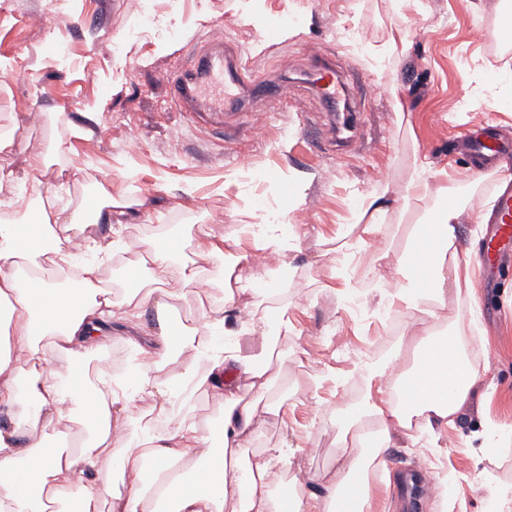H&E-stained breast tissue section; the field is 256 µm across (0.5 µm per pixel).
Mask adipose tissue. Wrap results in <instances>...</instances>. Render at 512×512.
I'll return each instance as SVG.
<instances>
[{"instance_id": "obj_1", "label": "adipose tissue", "mask_w": 512, "mask_h": 512, "mask_svg": "<svg viewBox=\"0 0 512 512\" xmlns=\"http://www.w3.org/2000/svg\"><path fill=\"white\" fill-rule=\"evenodd\" d=\"M87 213L82 207L62 215L42 194L30 216L0 220V512H332L338 491L361 468L357 458L341 454L337 477L308 474L316 491L297 483L286 501L273 492L284 450L268 449L260 461L243 454L280 407L269 398L271 349L245 351L225 340V320L236 310L233 290L226 289L220 308L208 294H197L199 324L177 322L149 342H133L136 362L128 375L118 378L100 367L89 375L82 371L111 340L116 313L136 317L151 301L168 313L203 278L223 287L224 274L247 259L238 248L243 238L277 256L268 278L286 276L287 239L275 234V225L237 224L220 241L200 226L197 254L219 259L223 270L207 277L178 262L173 233L143 238L126 267L128 284L115 294L104 287L102 270L129 246L108 235H86ZM466 214L460 204L430 210L434 257L421 270L397 259L395 288L379 291L382 303L415 312L404 338L428 354L429 365L419 403L408 408L385 388L396 366H403V378L413 375L403 349L354 362L366 392L337 424L344 432L375 424L374 461H382L412 418L429 431L452 427L481 398L484 378L458 346L460 323L448 288L449 274L460 270L459 228ZM44 262L67 272V279L52 282L37 274ZM56 356L70 360L69 375L48 368ZM175 362L179 372L164 375ZM199 393L220 402L219 427L202 430L182 412ZM138 397L153 401L162 423L132 421L128 409ZM107 458L112 475L105 478Z\"/></svg>"}]
</instances>
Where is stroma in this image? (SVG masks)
<instances>
[{
  "label": "stroma",
  "instance_id": "35a3bbf8",
  "mask_svg": "<svg viewBox=\"0 0 512 512\" xmlns=\"http://www.w3.org/2000/svg\"><path fill=\"white\" fill-rule=\"evenodd\" d=\"M283 22L277 44L266 43L263 25ZM501 20L492 0H0V130L17 144L0 152V168L16 181L0 183V215L26 214L39 184L52 185L58 207L76 209L93 196L78 189L79 173L108 181L113 195H147L148 217H121L115 230L127 243L167 230L181 237V260L218 269L195 255L200 225L223 216L225 225L261 224L271 212L298 207L308 223L289 217L279 234L290 241L291 271L267 305L287 308L295 334L273 352L274 400L282 423L255 436L249 455L289 450L288 473L326 471L341 450L370 456L364 445L342 447L338 418L364 393L350 370L363 355L391 353L399 337L389 327L406 317L401 307L379 303L372 269L394 264L410 247L415 228L436 201L407 195L416 160L447 170L432 188L446 185L448 203L463 202L460 226L463 341L478 349V371L494 390L455 428L432 435L412 427L414 444L396 441L384 454V476L370 479L371 512H490L479 477L512 483V253L489 271L473 261L483 246L480 212L495 198V176L465 181L468 156L457 137L496 125L512 139V103L490 88L498 68L512 65L491 40ZM224 29L226 52L250 59L263 77L296 88L294 102L252 95L253 111L268 125L255 138L246 118L217 124L205 114L188 116L168 101V79L203 49L213 26ZM333 61L365 83L368 104L358 113V133L332 145L314 135L335 125L320 111L310 82L314 55ZM56 64L41 67V58ZM141 138L139 152L125 141ZM62 150L40 182L27 180L28 147ZM390 189L395 209L373 233L353 223L359 196ZM364 238L358 261L348 265L356 294L334 272L344 238ZM318 354L325 377L310 372ZM430 462L448 483V499L426 496L413 469Z\"/></svg>",
  "mask_w": 512,
  "mask_h": 512
}]
</instances>
